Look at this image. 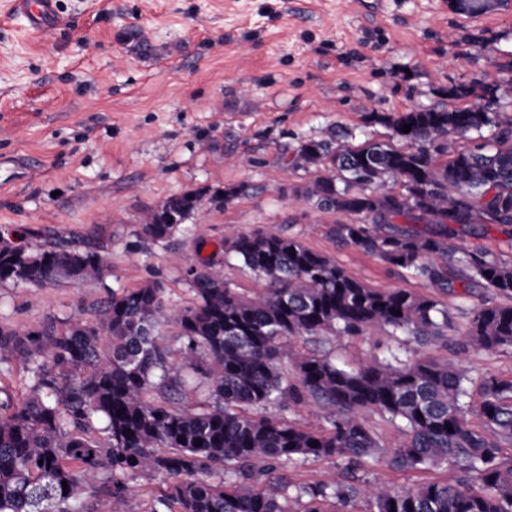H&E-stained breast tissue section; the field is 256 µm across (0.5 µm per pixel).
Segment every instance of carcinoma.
<instances>
[{"label": "carcinoma", "mask_w": 512, "mask_h": 512, "mask_svg": "<svg viewBox=\"0 0 512 512\" xmlns=\"http://www.w3.org/2000/svg\"><path fill=\"white\" fill-rule=\"evenodd\" d=\"M500 91L512 88L474 83L450 94ZM368 116L391 129L389 140L302 143L297 166L311 178L294 192L325 214L356 216L332 223L329 234L412 272L433 293L369 288L294 237L232 230L224 259L186 269V306L150 281L112 293L92 319L65 329L1 326L0 364L25 365L31 386L0 414V512H130L129 481L139 474L163 481L146 512H294L293 504L325 512L330 499L338 512H354L358 500L367 512H512V460L501 455L503 443L512 445V380L483 377L474 405L471 378L424 355L372 354L346 368L313 352L296 357L294 380L283 371L290 337L372 328L422 347L446 345L455 333L463 352L512 350V263L458 245L465 231L512 226V113ZM469 133L467 148L453 147ZM200 198L189 191L145 211L139 238L171 240ZM232 259L257 280L252 291L226 275ZM104 271L98 246L0 234V283L82 284ZM458 283L464 295H493L464 312L463 327L438 298ZM196 388L205 400L191 403ZM309 403L324 412V426L288 419ZM374 414L404 435L388 456L391 468L447 465L460 478L397 489L357 477L383 452L369 425ZM470 414L482 428L469 424ZM322 459L344 462L339 480L293 477L298 464Z\"/></svg>", "instance_id": "obj_1"}]
</instances>
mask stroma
Masks as SVG:
<instances>
[{
  "label": "stroma",
  "instance_id": "35a3bbf8",
  "mask_svg": "<svg viewBox=\"0 0 512 512\" xmlns=\"http://www.w3.org/2000/svg\"><path fill=\"white\" fill-rule=\"evenodd\" d=\"M0 0V229L99 243L103 281L44 288L0 283V325L28 329L75 321L113 291L157 280L185 305V262L224 251V229L298 238L377 289L428 294L411 272L336 242L333 218L294 194L308 180L299 146L330 135L381 140L391 116L454 108L448 90L506 81L512 6L476 17L448 0H57L52 36L30 32ZM247 192L227 205L224 187ZM190 190L204 197L187 234L136 237L145 210ZM288 355L314 351L338 365L364 352L406 356L381 330L324 343L291 338ZM473 378L512 379V352L433 349ZM398 487L457 470H362Z\"/></svg>",
  "mask_w": 512,
  "mask_h": 512
}]
</instances>
